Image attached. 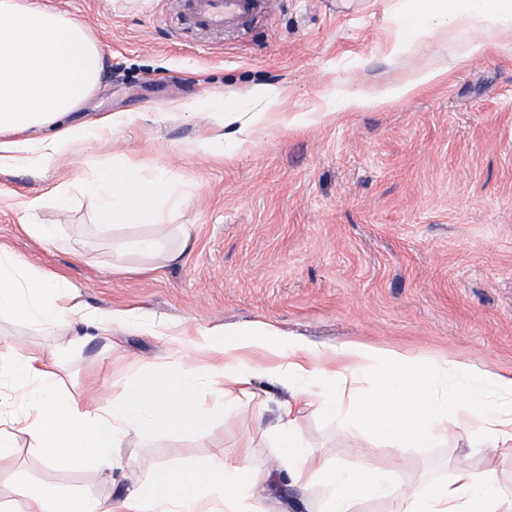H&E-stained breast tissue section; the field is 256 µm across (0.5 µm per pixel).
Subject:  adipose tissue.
Masks as SVG:
<instances>
[{
  "label": "adipose tissue",
  "instance_id": "obj_1",
  "mask_svg": "<svg viewBox=\"0 0 512 512\" xmlns=\"http://www.w3.org/2000/svg\"><path fill=\"white\" fill-rule=\"evenodd\" d=\"M406 19L409 36L448 26L512 30V0H408ZM104 67L101 45L80 20L39 0H0V168L52 166L74 153L79 142L132 123L129 112L108 113L90 126L73 121V113L97 90ZM444 73L427 67L391 87L356 89L338 107L381 108L412 97ZM254 98L263 102L262 110L225 112V136H203L194 150L220 157L265 129L276 99L264 86L255 89ZM74 184L91 191L96 206L94 222L79 226L80 238L95 240L123 224L151 226L155 235L137 240V251L164 266L182 260L190 227L177 225L176 240H169L168 218L188 204L190 194L168 172L130 158L103 163L75 182L52 186L45 198L27 202V210L47 200L68 208ZM0 316L39 330L77 323L107 333L116 326L140 327L128 310L85 308L65 275L42 270L1 246ZM198 346L212 355L203 372L189 371L180 361L161 365L109 405L92 391L80 397L65 391L55 352L36 350L0 365V470L13 461L22 433L46 467L109 478L112 450L123 438L146 430L200 431L206 414L197 396L204 388L219 398L225 414L248 411V386L261 375L287 381L292 390L281 422L270 432L274 456L291 478L308 462L299 434L306 406L395 449L436 448L447 444L452 432L493 449L512 443V372L355 342L318 348L263 322L210 331ZM253 455L247 444L231 459L170 461L115 503L1 482L0 512H272L263 477L250 463ZM316 474L324 493L309 500L307 512H361L366 502L384 505L385 512H512V490L491 470L479 478L460 466L450 480L421 486L361 457L350 467L320 463Z\"/></svg>",
  "mask_w": 512,
  "mask_h": 512
}]
</instances>
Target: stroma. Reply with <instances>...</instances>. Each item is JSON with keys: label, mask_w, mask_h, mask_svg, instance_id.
I'll return each instance as SVG.
<instances>
[{"label": "stroma", "mask_w": 512, "mask_h": 512, "mask_svg": "<svg viewBox=\"0 0 512 512\" xmlns=\"http://www.w3.org/2000/svg\"><path fill=\"white\" fill-rule=\"evenodd\" d=\"M82 21L106 55L95 96L78 112L94 122L109 112L137 120L44 172L0 173V244L19 258L64 274L89 309L119 307L160 333L123 327L104 334L77 324L53 333L0 317V341L18 357L62 349L64 388H97L102 403L156 366L178 361L190 336L252 322L319 347L358 342L428 359L453 356L477 369L512 370V35L440 28L403 42L399 0H273L274 9L241 32L200 33L180 0H45ZM469 41L483 55L457 61ZM427 66L448 74L408 100L380 109H338L352 85L382 88ZM279 94V116L243 149L221 158L190 152L201 131L223 134L219 114L194 115L182 102L223 97L248 102L255 86ZM130 156L167 170L192 194L172 223L192 227L184 263L145 274L141 259L112 250L113 239L146 234L125 226L91 245L43 247L21 220L76 225L95 218L94 199L73 188L69 209L44 196L99 159ZM43 198L23 212L22 202ZM261 416H224L209 392L201 433L145 432L112 452V478L51 472L18 436L8 481L78 486L118 501L129 471L146 482L173 456H235L255 447L254 465L278 512H306L320 461L366 456L395 464L412 482L450 477L467 466L512 484V446L490 451L449 435L439 448L394 453L376 442L357 450V430L317 408L299 420L311 461L289 479L268 453V427L291 398L286 384L252 382Z\"/></svg>", "instance_id": "stroma-1"}]
</instances>
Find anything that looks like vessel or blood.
<instances>
[{"label": "vessel or blood", "mask_w": 512, "mask_h": 512, "mask_svg": "<svg viewBox=\"0 0 512 512\" xmlns=\"http://www.w3.org/2000/svg\"><path fill=\"white\" fill-rule=\"evenodd\" d=\"M271 7V0H190L189 12L195 28L220 32L244 26Z\"/></svg>", "instance_id": "1"}]
</instances>
